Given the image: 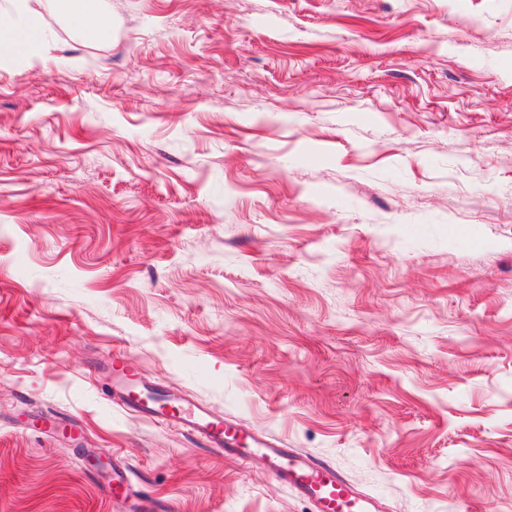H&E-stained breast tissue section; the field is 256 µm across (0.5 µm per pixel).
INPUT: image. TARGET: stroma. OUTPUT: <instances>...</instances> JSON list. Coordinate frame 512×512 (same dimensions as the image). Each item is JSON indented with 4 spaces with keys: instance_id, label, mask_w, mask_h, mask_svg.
Wrapping results in <instances>:
<instances>
[{
    "instance_id": "1",
    "label": "stroma",
    "mask_w": 512,
    "mask_h": 512,
    "mask_svg": "<svg viewBox=\"0 0 512 512\" xmlns=\"http://www.w3.org/2000/svg\"><path fill=\"white\" fill-rule=\"evenodd\" d=\"M103 6L0 59V512H313L120 353L382 512H512V0ZM93 0H49L52 8L62 17L72 21L87 38L103 39L109 25L106 15ZM112 382L120 395L117 401L139 418L181 427L235 463L262 458L267 470L311 503L314 512L380 511L374 498L356 490L333 467L315 462L296 448L243 428L230 425L224 428L223 422H216L204 406L182 398L166 399V395L150 385L160 399L155 403L147 396L146 383L141 381L137 366L126 355L113 357ZM162 401L180 407L177 411H165Z\"/></svg>"
}]
</instances>
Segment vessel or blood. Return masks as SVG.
Returning a JSON list of instances; mask_svg holds the SVG:
<instances>
[{"label":"vessel or blood","instance_id":"vessel-or-blood-1","mask_svg":"<svg viewBox=\"0 0 512 512\" xmlns=\"http://www.w3.org/2000/svg\"><path fill=\"white\" fill-rule=\"evenodd\" d=\"M112 380L123 408L139 418L174 425L202 438L226 460L245 463L254 458L265 461L268 471L284 480L314 512H379L378 502L359 492L333 467L315 462L298 449L254 432L215 421L200 404L177 399L169 412L147 396L135 363L120 354L112 360Z\"/></svg>","mask_w":512,"mask_h":512}]
</instances>
